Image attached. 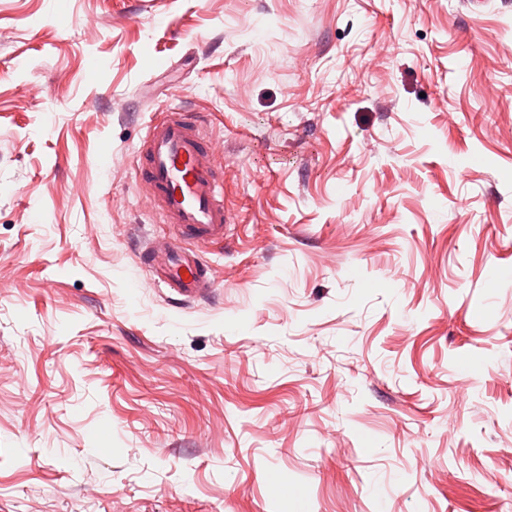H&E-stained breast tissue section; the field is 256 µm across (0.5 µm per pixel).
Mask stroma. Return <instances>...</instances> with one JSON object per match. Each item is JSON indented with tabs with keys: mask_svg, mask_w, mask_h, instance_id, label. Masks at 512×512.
I'll return each mask as SVG.
<instances>
[{
	"mask_svg": "<svg viewBox=\"0 0 512 512\" xmlns=\"http://www.w3.org/2000/svg\"><path fill=\"white\" fill-rule=\"evenodd\" d=\"M177 104L233 217L181 308ZM0 512H512V0H0ZM201 116L185 106L170 107L148 128L136 167L152 208L171 225L162 247H148L139 264L152 272L140 288H167L174 299L190 303L211 292L209 263L187 242L220 244L229 216L224 209L221 173Z\"/></svg>",
	"mask_w": 512,
	"mask_h": 512,
	"instance_id": "stroma-1",
	"label": "stroma"
}]
</instances>
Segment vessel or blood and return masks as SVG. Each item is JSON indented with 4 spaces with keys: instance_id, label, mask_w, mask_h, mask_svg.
I'll return each instance as SVG.
<instances>
[{
    "instance_id": "obj_1",
    "label": "vessel or blood",
    "mask_w": 512,
    "mask_h": 512,
    "mask_svg": "<svg viewBox=\"0 0 512 512\" xmlns=\"http://www.w3.org/2000/svg\"><path fill=\"white\" fill-rule=\"evenodd\" d=\"M136 167L153 209L171 226L162 247L139 254L152 273L143 288L168 289L185 304L206 297L213 273L197 247L222 243L229 216L202 117L182 105L169 108L149 126Z\"/></svg>"
}]
</instances>
